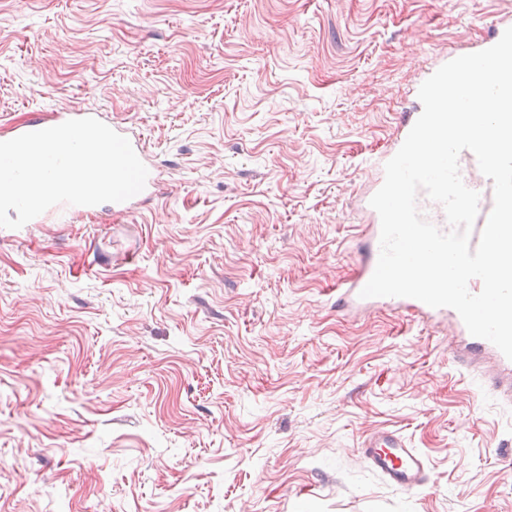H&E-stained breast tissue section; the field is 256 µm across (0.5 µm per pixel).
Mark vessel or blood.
<instances>
[{
    "mask_svg": "<svg viewBox=\"0 0 512 512\" xmlns=\"http://www.w3.org/2000/svg\"><path fill=\"white\" fill-rule=\"evenodd\" d=\"M459 164L470 170L465 185L480 195L479 212L470 234L471 244H478L480 234L493 208V184L491 179L479 175L475 155L463 151ZM380 231L377 224H370L362 240L361 260L356 274L336 290V308L340 311H364L374 304L373 299L361 297L360 292L370 280L377 265L380 252ZM386 303L395 310L412 312L424 321H452L455 329L466 336L465 352L471 356L496 353L497 348L488 340L468 335L467 328L457 311L449 307L433 308L408 297H390ZM360 455L371 469L390 484L404 492L420 489L428 484L429 472L424 457L417 449L408 447L404 438L393 431L381 430L372 433L361 444Z\"/></svg>",
    "mask_w": 512,
    "mask_h": 512,
    "instance_id": "vessel-or-blood-1",
    "label": "vessel or blood"
}]
</instances>
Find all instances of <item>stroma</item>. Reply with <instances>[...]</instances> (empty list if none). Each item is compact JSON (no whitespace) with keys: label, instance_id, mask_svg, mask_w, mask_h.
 Returning a JSON list of instances; mask_svg holds the SVG:
<instances>
[{"label":"stroma","instance_id":"obj_1","mask_svg":"<svg viewBox=\"0 0 512 512\" xmlns=\"http://www.w3.org/2000/svg\"><path fill=\"white\" fill-rule=\"evenodd\" d=\"M512 0H0V134H141L132 212L0 228V512H512V400L452 327L337 312L421 84ZM400 432L432 487L359 446ZM86 117H93L107 126H109L111 129H113L115 132L125 136L129 139L135 153L139 157V159L144 163V165L148 169V178L145 184L144 189L135 195L134 197L119 203H113L112 202V213L113 214H121V213H127L130 212L132 209L136 207L140 202L144 201L145 199L149 198L155 193V186H156V178L154 176V172L150 165L147 163L145 154L143 152V146H142V138L140 134H137L133 130H130L127 127L116 125V124H110L106 123L101 119V116L97 113H88V112H65V113H57L55 116V119L52 120V122H46L43 121L41 118H34L30 120L27 124L16 127L11 133H9L6 136L0 137V142L8 141L11 139H14L16 137H19L23 134L39 131L43 129H47L50 127H54L57 125H60L68 120L72 119H81Z\"/></svg>","mask_w":512,"mask_h":512}]
</instances>
